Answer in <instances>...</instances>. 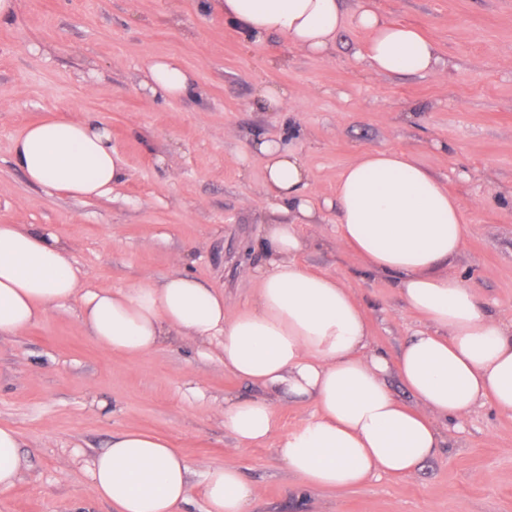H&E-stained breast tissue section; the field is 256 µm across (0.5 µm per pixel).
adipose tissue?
Masks as SVG:
<instances>
[{"mask_svg":"<svg viewBox=\"0 0 512 512\" xmlns=\"http://www.w3.org/2000/svg\"><path fill=\"white\" fill-rule=\"evenodd\" d=\"M243 39L271 34L294 49L327 56L348 22L370 33L364 54L378 74L436 71L435 45L415 29L383 20L361 0L346 16L338 0H212ZM141 87L177 100L197 91L193 73L172 57L151 58ZM264 160V267L251 306L230 309L224 294L175 271L156 283L112 291L84 288V272L54 233L0 224V335L20 333L48 311L81 302V321L108 352L130 356L177 339L213 346L225 370L258 387L256 398L224 401V427L239 446L271 438L276 403L313 404L314 413L278 443L277 454L306 489H349L375 475L410 476L434 457L442 428L486 405L512 412V321L486 308L455 268L466 228L461 206L412 154L363 151L339 175L336 242L378 274L398 279L404 306L426 320L389 357L373 348L367 313L336 277L297 260L300 225L320 219L311 172L284 139L254 141ZM13 161L28 182L77 199L108 197L126 175L103 124L65 116L30 125L13 143ZM397 375L415 397L400 401ZM21 441L0 425V494L17 482ZM191 467L169 442L126 430L90 464L94 494L113 512H182ZM204 512H248L253 487L234 466L203 472Z\"/></svg>","mask_w":512,"mask_h":512,"instance_id":"ef3b65f1","label":"adipose tissue"}]
</instances>
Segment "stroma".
Wrapping results in <instances>:
<instances>
[{"instance_id":"35a3bbf8","label":"stroma","mask_w":512,"mask_h":512,"mask_svg":"<svg viewBox=\"0 0 512 512\" xmlns=\"http://www.w3.org/2000/svg\"><path fill=\"white\" fill-rule=\"evenodd\" d=\"M372 3L436 45L439 74L369 72L361 53L370 35L351 25L322 59L277 35L247 44L206 0H17L16 15L0 20V224L50 228L89 287L130 288L182 269L238 310L255 298L251 270L266 263L264 161L254 139L287 137L318 205L361 152L402 149L460 201L467 234L457 268L511 320L512 0ZM155 56L194 72L201 97L151 100L139 77ZM262 82L287 88L283 109L260 105ZM60 114L110 130L126 170L110 196L52 193L14 166L17 135ZM300 232L301 263L338 278L367 312L374 346L396 356L424 320L402 306L395 278L337 246L332 212ZM80 312L75 300L0 335V424L20 432L26 460L0 494V512H111L93 494L88 466L128 429L154 433L187 458V512H204L202 473L220 464L237 466L254 487L250 512H512V413L488 405L470 413L414 475L301 496L275 448L312 405L278 406L275 436L239 448L220 409L261 389L194 344L106 352Z\"/></svg>"}]
</instances>
